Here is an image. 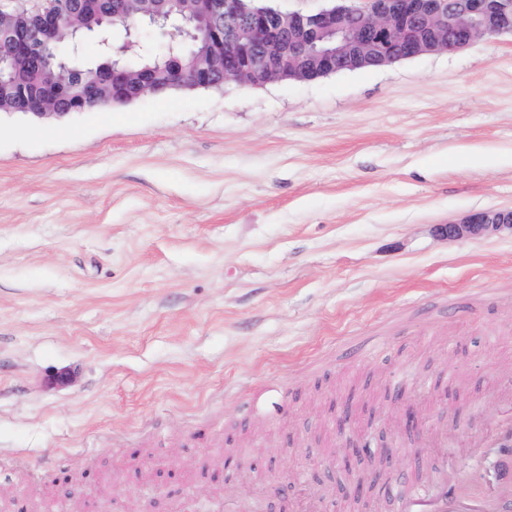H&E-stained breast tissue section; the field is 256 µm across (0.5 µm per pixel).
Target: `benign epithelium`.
<instances>
[{
  "label": "benign epithelium",
  "instance_id": "1",
  "mask_svg": "<svg viewBox=\"0 0 512 512\" xmlns=\"http://www.w3.org/2000/svg\"><path fill=\"white\" fill-rule=\"evenodd\" d=\"M71 0L66 10L0 8V68L9 80L0 90V107L29 111L36 117L84 112L159 95L170 89L212 87L233 79L252 85L273 80L310 81L339 70L381 67L425 53L456 52L483 36L512 34V0H368L365 7L334 5L316 11L284 12L251 0ZM132 30L144 22L179 28L200 27L205 49L185 61L169 56L160 70L132 72L121 64L130 42L116 48L102 41L112 59L89 79L68 82L52 77L51 62L38 49L64 35L75 37L91 22ZM448 239L512 233V209L470 213L458 222L439 224ZM144 497L183 498L173 472H155L140 487Z\"/></svg>",
  "mask_w": 512,
  "mask_h": 512
}]
</instances>
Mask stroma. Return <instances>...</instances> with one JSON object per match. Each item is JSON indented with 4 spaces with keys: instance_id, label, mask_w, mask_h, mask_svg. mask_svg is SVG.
I'll list each match as a JSON object with an SVG mask.
<instances>
[{
    "instance_id": "35a3bbf8",
    "label": "stroma",
    "mask_w": 512,
    "mask_h": 512,
    "mask_svg": "<svg viewBox=\"0 0 512 512\" xmlns=\"http://www.w3.org/2000/svg\"><path fill=\"white\" fill-rule=\"evenodd\" d=\"M488 208H512L511 34L0 114V479L29 512H175L140 500L136 447L237 512H401L400 472L500 483L512 234L436 231ZM223 446L258 475L214 481Z\"/></svg>"
}]
</instances>
